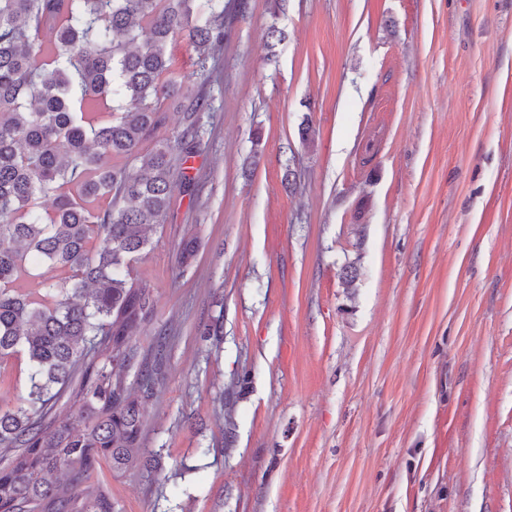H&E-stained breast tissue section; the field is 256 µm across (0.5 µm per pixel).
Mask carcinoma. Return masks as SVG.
Returning a JSON list of instances; mask_svg holds the SVG:
<instances>
[{
    "instance_id": "carcinoma-1",
    "label": "carcinoma",
    "mask_w": 512,
    "mask_h": 512,
    "mask_svg": "<svg viewBox=\"0 0 512 512\" xmlns=\"http://www.w3.org/2000/svg\"><path fill=\"white\" fill-rule=\"evenodd\" d=\"M226 10L224 0H0V358L22 353L30 369L26 403L0 411V512H115L85 471L101 459L114 473L144 465L142 400L166 343L143 353L131 339L155 315L131 262L165 221L198 137L197 102L178 135H160L182 86L168 46L179 36L201 54L220 46ZM43 31L54 41L45 58ZM93 103L112 119L86 111ZM46 194L54 204L42 211ZM30 254L63 274L42 295L28 290ZM65 392L73 419L52 413Z\"/></svg>"
}]
</instances>
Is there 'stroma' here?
Instances as JSON below:
<instances>
[{
	"label": "stroma",
	"instance_id": "35a3bbf8",
	"mask_svg": "<svg viewBox=\"0 0 512 512\" xmlns=\"http://www.w3.org/2000/svg\"><path fill=\"white\" fill-rule=\"evenodd\" d=\"M172 54L204 108L196 190L133 264L160 466L86 485L117 512H512V0H242L206 63ZM28 377L0 361L1 410Z\"/></svg>",
	"mask_w": 512,
	"mask_h": 512
}]
</instances>
